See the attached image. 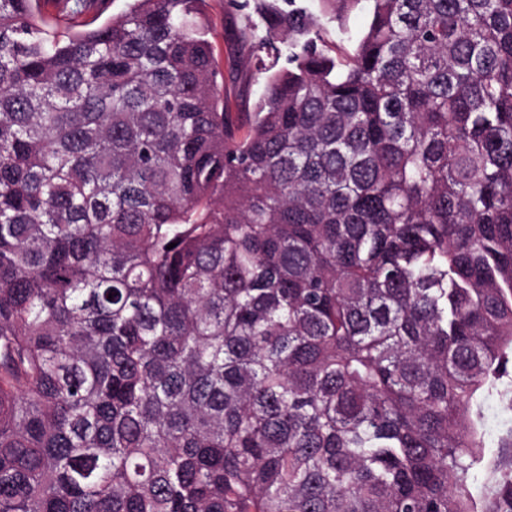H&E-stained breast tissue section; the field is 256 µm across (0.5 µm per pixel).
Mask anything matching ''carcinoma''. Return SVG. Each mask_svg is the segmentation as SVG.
Wrapping results in <instances>:
<instances>
[{"instance_id":"cac0c4a2","label":"carcinoma","mask_w":512,"mask_h":512,"mask_svg":"<svg viewBox=\"0 0 512 512\" xmlns=\"http://www.w3.org/2000/svg\"><path fill=\"white\" fill-rule=\"evenodd\" d=\"M369 2L331 56L256 0L241 132L205 0H0V512H474L512 0ZM65 0H40L34 5L38 17L47 25L55 27L58 32H65L66 28L73 24L71 16L63 4ZM132 2L130 0H107L103 2L101 9H90L84 11L73 21L78 22L84 28L91 29L101 26L103 23L112 20L123 14L129 8Z\"/></svg>"}]
</instances>
